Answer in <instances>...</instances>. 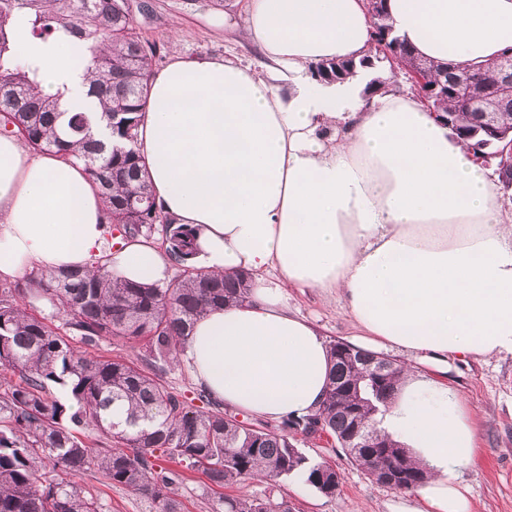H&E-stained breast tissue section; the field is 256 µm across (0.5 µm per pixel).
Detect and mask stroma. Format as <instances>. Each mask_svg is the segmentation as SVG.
Masks as SVG:
<instances>
[{
    "instance_id": "1",
    "label": "stroma",
    "mask_w": 512,
    "mask_h": 512,
    "mask_svg": "<svg viewBox=\"0 0 512 512\" xmlns=\"http://www.w3.org/2000/svg\"><path fill=\"white\" fill-rule=\"evenodd\" d=\"M147 5V14L135 19L145 38L184 55L220 56L260 63L258 51L235 40L231 29L242 27L245 0H131ZM290 304L314 323L326 340H349L353 328L340 299L325 298L318 291L290 292ZM449 386L462 398L475 430L476 451L461 469L458 483L476 512H512V356L496 355L479 360L454 362ZM297 447L311 462H325L336 469L339 487L326 496L313 486L288 476L277 481L244 480L229 487L239 497L286 501L292 512H395L401 503H417L411 490H394L377 484L353 465L334 437L294 434ZM77 481L98 498L103 512H155L147 498L131 493L88 472ZM207 479L197 471H183L177 497L183 512H214L218 491L206 488Z\"/></svg>"
}]
</instances>
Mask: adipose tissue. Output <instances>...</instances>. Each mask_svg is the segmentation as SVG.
<instances>
[{
  "instance_id": "1",
  "label": "adipose tissue",
  "mask_w": 512,
  "mask_h": 512,
  "mask_svg": "<svg viewBox=\"0 0 512 512\" xmlns=\"http://www.w3.org/2000/svg\"><path fill=\"white\" fill-rule=\"evenodd\" d=\"M417 57L478 65L512 46V0H387ZM254 69L173 54L148 86L139 128L158 205L197 230L215 273L247 271L248 299L213 309L190 335L195 382L225 407L267 420L313 413L330 351L289 305L291 289L342 300L352 346L407 355L377 427L427 472L420 506L474 512L456 485L475 453L451 362L512 355V221L467 142L415 94H362L357 79L321 84L311 65L371 48L360 0H248L239 33ZM43 94L75 110L90 83L66 45L40 48ZM108 259L117 276L164 283L171 259L151 242L111 238L83 163L0 134V280Z\"/></svg>"
}]
</instances>
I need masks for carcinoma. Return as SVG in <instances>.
Returning <instances> with one entry per match:
<instances>
[{
	"label": "carcinoma",
	"instance_id": "cac0c4a2",
	"mask_svg": "<svg viewBox=\"0 0 512 512\" xmlns=\"http://www.w3.org/2000/svg\"><path fill=\"white\" fill-rule=\"evenodd\" d=\"M35 43L65 42L76 65L86 70L101 112L60 110L56 99L38 88V67L15 47L18 30ZM161 47L146 40L125 0H0V128L33 150L84 161L89 180L103 196L106 224L126 238L149 239L163 227L168 253L178 273L162 286L115 277L101 260L91 270L31 273L23 283L0 284V369L18 374L0 377V512H101L96 498L75 481L57 479L47 468L77 475L101 474L114 485L150 498L157 512H181L171 462L204 474L227 487L251 478L276 481L300 475L324 495L339 484L336 470L310 464L288 437L318 430L333 436L349 461L376 483L414 490L427 473L406 450L385 435L374 448H347L352 414L374 426L379 398L390 402L398 390L401 367L380 371L374 354L357 350L360 361L347 363L340 341L330 343V388L316 413L287 417L280 424L249 427L236 416L190 406L163 381L166 367L179 360L191 327L208 310L247 297L249 275L217 274L190 261L193 230L171 223L157 206L136 150L138 125L147 105V86ZM431 82L448 94L427 106L435 119L448 117V129L469 143L473 156L494 170L498 185L512 186V166L497 157L501 142L488 127L512 133V82L496 71L512 70L497 58L476 68L429 63ZM372 78L363 93L372 98L393 89L383 77L378 52L358 61L319 63L313 79L338 82L360 71ZM105 125L112 148L93 137ZM42 300L64 317L70 335L29 312V300ZM143 344L142 365L88 351L102 337ZM66 388L68 405L50 392ZM99 434L98 443L82 439ZM215 512H290L284 501L226 495Z\"/></svg>",
	"mask_w": 512,
	"mask_h": 512
}]
</instances>
